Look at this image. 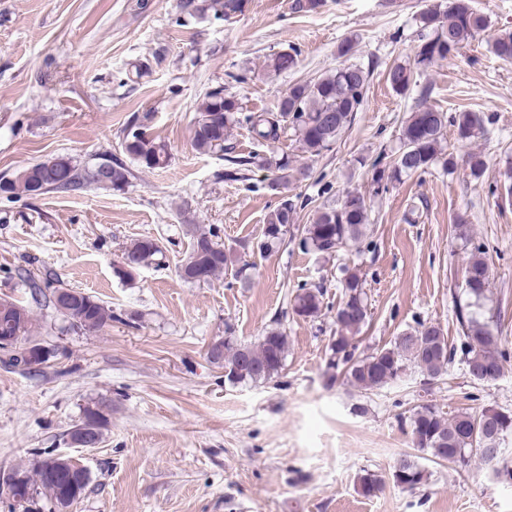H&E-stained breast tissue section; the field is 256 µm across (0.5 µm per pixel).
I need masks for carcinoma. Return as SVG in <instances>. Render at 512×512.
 Wrapping results in <instances>:
<instances>
[{"label":"carcinoma","mask_w":512,"mask_h":512,"mask_svg":"<svg viewBox=\"0 0 512 512\" xmlns=\"http://www.w3.org/2000/svg\"><path fill=\"white\" fill-rule=\"evenodd\" d=\"M248 5L249 0H204L202 3L181 0L182 10L190 15L203 17L212 11L226 22L244 15ZM418 21L420 36L413 63L394 64L387 70V81L400 96L411 89L415 71L451 57L463 43L488 27L487 18L474 9L471 0H444L420 13ZM491 50L502 61L512 63V32L495 37ZM297 65V53L282 52L269 57L265 67L280 73ZM369 77L370 71L361 65L340 63L315 81L292 85L274 107L248 114L242 113L235 97L224 93V87L212 88L196 108L192 147L201 154L229 151L225 142L230 124L237 122L246 126L252 139L261 145L279 140L281 133L290 129L300 151L310 158L318 157L332 149L353 114L359 111ZM150 122L148 112L134 116L122 142L123 152L143 170L163 168L171 159L168 145L149 133ZM450 125L456 128L458 139L466 141L483 129V120L474 112L449 116L424 101L419 103L403 126L402 144L394 160L388 164L380 156L372 162L370 194L377 196L388 191L404 176L427 172L439 160L440 145ZM254 160L253 156H227L224 179L240 180L242 171ZM275 170V182L279 185L310 175L309 167H295L286 156L275 161ZM130 176L131 171L117 159H105L81 170L71 157L57 155L17 170L7 193L33 196L43 186L48 192H69L88 185L120 191L129 183ZM297 207L298 203L286 196L269 213L259 245L261 251L269 252L282 242L288 225L294 223ZM369 226V206L364 195L349 191L339 204L323 206L315 212L311 223L303 225L297 246L305 253L331 256L362 241ZM454 232L468 250L463 272L468 302L456 310L462 330L457 344L448 342V336L439 325L419 323L390 343L368 354L356 355L358 335L369 323L370 308L362 276L355 268L344 269L343 299L336 309V336L330 343L329 365L346 385L369 394L400 380L410 370L418 372L425 381L438 380L447 374L448 365L457 357L465 364L476 386L500 378L504 364L512 355L501 332L483 318L482 308L491 281L484 247L475 241L473 225L463 219L456 220ZM216 237L217 233L211 229H199L193 234L190 251L178 269L183 281L208 282L224 271L230 255L215 241ZM123 257L132 261L131 271L119 267L116 273L128 277L139 268L161 265L163 249L155 239L138 238L126 246ZM27 282L33 303H48L73 329L96 333L115 318L110 305L84 292L72 290L63 298L56 297L55 291L63 288L58 280L39 282L29 276ZM323 296L322 289L302 285L293 294L290 311L283 315L316 318L323 310ZM32 328L33 317L28 307L12 300L10 308L0 309V334L7 331L23 341L19 351L9 358V365L30 363L29 347L40 345L38 339L31 336ZM225 334L226 337L214 346V353L215 360L228 369L224 377L229 382H267L283 369L288 355V336L281 328H270L249 343L237 342L229 326ZM405 423L415 448L430 453L433 461L465 467L478 461L512 478V468L501 460V453H489V449L501 447L504 438L512 433V412L487 407L479 412L462 411L446 418L436 406L422 404L412 411ZM106 424L103 405L85 408L82 420L85 428L101 436ZM48 465L46 460L40 465L15 466L11 471L24 478L34 499L49 503L56 489L48 479ZM391 478L395 485L412 492L427 483L428 473L417 461L402 457L393 466ZM383 485L384 479L378 474L366 471L359 477L360 491L366 497L377 495Z\"/></svg>","instance_id":"1"}]
</instances>
